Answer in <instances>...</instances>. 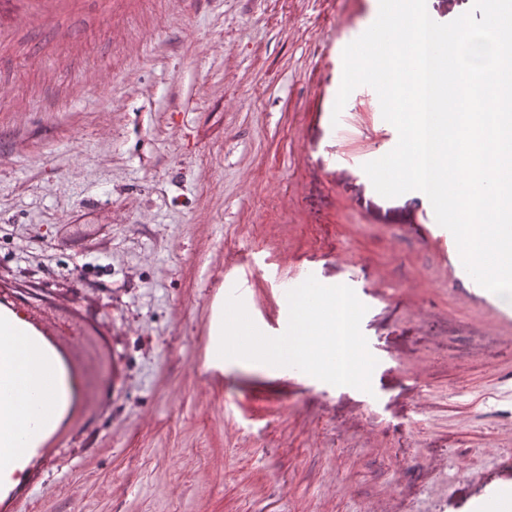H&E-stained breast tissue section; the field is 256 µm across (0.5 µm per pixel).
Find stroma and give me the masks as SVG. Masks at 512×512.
I'll list each match as a JSON object with an SVG mask.
<instances>
[{"label": "stroma", "mask_w": 512, "mask_h": 512, "mask_svg": "<svg viewBox=\"0 0 512 512\" xmlns=\"http://www.w3.org/2000/svg\"><path fill=\"white\" fill-rule=\"evenodd\" d=\"M379 0H102L0 44V289L81 305L125 376L27 512H477L512 490V323L379 195L397 144L373 91L332 123L338 48ZM247 255L358 288L365 393L289 410L261 365L208 385L210 278Z\"/></svg>", "instance_id": "obj_1"}]
</instances>
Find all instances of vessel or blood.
<instances>
[{"label":"vessel or blood","instance_id":"obj_1","mask_svg":"<svg viewBox=\"0 0 512 512\" xmlns=\"http://www.w3.org/2000/svg\"><path fill=\"white\" fill-rule=\"evenodd\" d=\"M0 7V43L32 27L55 26L79 12L85 0H11ZM235 262L209 281L208 317L221 323L225 302L238 294L250 302L251 280L238 275ZM311 268L275 278L269 286L274 313L251 311L266 335L282 334L288 324L287 293L306 280ZM40 354L54 373L51 394H44L39 376L25 388L16 385L27 353ZM122 367L110 337L100 335L78 305L61 308L34 289L0 291V460L17 467L18 483H0V512H22L54 467L56 452L69 439L85 436L88 423L108 411V392L116 388Z\"/></svg>","mask_w":512,"mask_h":512}]
</instances>
